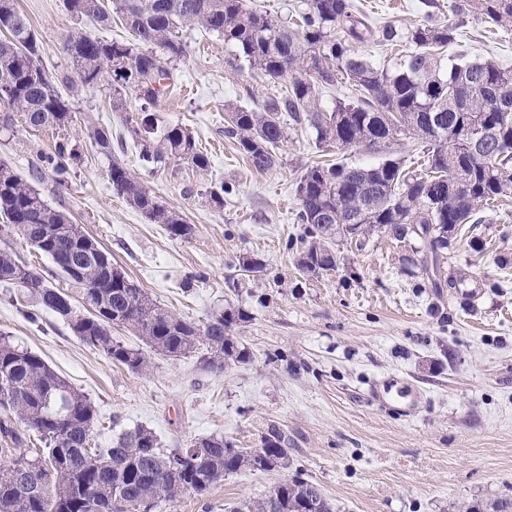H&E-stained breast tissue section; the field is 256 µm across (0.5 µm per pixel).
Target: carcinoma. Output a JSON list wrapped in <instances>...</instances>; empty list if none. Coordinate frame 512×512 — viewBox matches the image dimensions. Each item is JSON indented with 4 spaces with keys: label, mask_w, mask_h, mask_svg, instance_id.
<instances>
[{
    "label": "carcinoma",
    "mask_w": 512,
    "mask_h": 512,
    "mask_svg": "<svg viewBox=\"0 0 512 512\" xmlns=\"http://www.w3.org/2000/svg\"><path fill=\"white\" fill-rule=\"evenodd\" d=\"M76 20L100 26L118 19L132 40H105L74 28L63 39L70 71L53 77L40 65V45L17 0H0V106L21 114L27 126L60 129L73 122V107L58 85L72 90L107 86L112 109L125 118L144 167L166 168L183 161L198 170L209 157L188 129L167 123L157 131L154 111L170 89V63L187 56L179 32L203 28L224 37L228 65L276 80L287 93L261 103L227 107L224 135L259 173L279 165L288 139L282 113L315 133L325 151L385 149L378 162L309 164L295 181L298 223L304 225L298 268L317 276L336 270L337 242L374 235L403 242L418 239L432 259L422 268L440 276L450 238L463 224H481L479 213L512 195V69L492 60L464 58L445 64L444 52L457 27L429 20L417 27L379 25L354 9L352 0H302L298 18L288 22L249 7L247 0H65ZM450 10L498 25L512 23V0H455ZM369 45L406 46L393 66L359 52ZM347 98L322 104L319 91L336 83ZM406 139L423 144L420 169L388 152ZM81 159L68 139L42 157L44 172L57 184L68 181ZM112 190L172 239L195 231L182 214L160 205L144 182L121 161L111 159ZM17 234L52 261L56 271L80 289L82 314L63 303L67 296L28 262L0 252V281L22 288L40 308L64 318L84 344L110 362L141 373L144 349L169 358L199 354L211 370L244 363L247 352L231 336L242 313L221 311L205 323L175 314L154 301L142 284L108 255L81 244L88 238L51 207L25 179L0 163V236ZM244 276L258 277L265 264L239 259ZM132 330L145 348L112 337V328ZM97 414L90 398L73 389L37 353L0 337V512H142L186 494L203 495L243 469L271 471L291 463L288 435L271 424L255 448H240L222 436L195 438L166 452L155 433L138 427L112 441L96 443ZM32 432L44 447L25 452L21 432ZM227 512H334L322 490L296 475L259 500L228 504ZM468 512H512V501L476 504Z\"/></svg>",
    "instance_id": "obj_1"
}]
</instances>
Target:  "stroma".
<instances>
[{
	"label": "stroma",
	"mask_w": 512,
	"mask_h": 512,
	"mask_svg": "<svg viewBox=\"0 0 512 512\" xmlns=\"http://www.w3.org/2000/svg\"><path fill=\"white\" fill-rule=\"evenodd\" d=\"M353 2L381 24L415 27L433 18L455 25L448 55L512 68V25L492 30L475 15L458 21L451 0ZM18 4L41 41L46 72H67L61 43L76 21L63 0ZM182 38L188 55L175 63L174 91L157 111L188 128L210 158L207 170H143L124 113L98 90L70 93L69 127L32 129L19 117L0 127V162L95 238L162 307L200 323L225 309L243 311L247 320L233 336L249 361L215 372L194 355H155L146 373H132L84 345L58 315L21 302L18 288L4 282L0 336L40 354L91 399L101 447L141 426L168 449L211 435L253 448L270 424L287 433L290 468L244 469L204 495L162 502L153 512H225V504L264 497L297 473L337 512H465L512 500V200L451 239L444 269L458 278L456 287H435L408 264L420 246L413 238L339 244L336 271L304 276L298 248L288 245L303 229L297 175L322 158L370 164L377 153H323L313 132L295 129L279 166L257 173L225 137L224 107L249 94L259 101L282 96L285 82L228 66L229 51L215 33L196 28ZM98 127L114 135L111 155L88 136ZM64 137L81 153L68 184L34 178L41 155ZM114 158L194 224L191 238H169L113 192L107 172ZM219 187L226 190L220 210L209 199ZM244 256L260 259L266 275L238 276Z\"/></svg>",
	"instance_id": "1"
}]
</instances>
